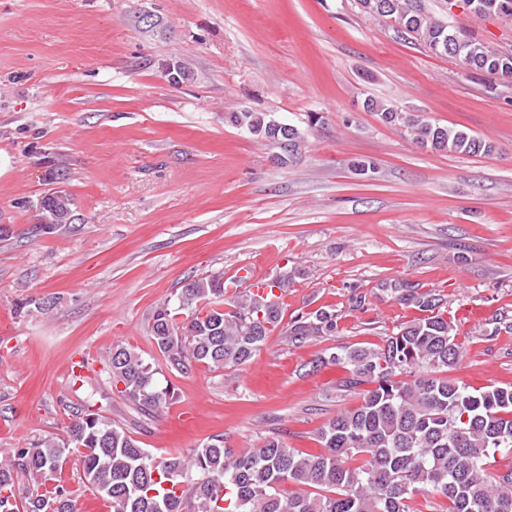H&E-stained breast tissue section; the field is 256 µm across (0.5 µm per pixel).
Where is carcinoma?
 Masks as SVG:
<instances>
[{
    "instance_id": "carcinoma-1",
    "label": "carcinoma",
    "mask_w": 512,
    "mask_h": 512,
    "mask_svg": "<svg viewBox=\"0 0 512 512\" xmlns=\"http://www.w3.org/2000/svg\"><path fill=\"white\" fill-rule=\"evenodd\" d=\"M362 10L389 19L405 38L453 57L472 70L512 79V55L502 54L425 11L423 0H358ZM477 17L512 20V0H463ZM367 108L389 125L406 129L423 147L464 155L492 151L468 132L439 126L370 100ZM233 125L259 138L288 141V157L301 152L305 134L282 129L265 112H232ZM70 196L54 191L40 201L45 214L73 222ZM283 278L224 302V273L194 279L174 292L153 314L151 337L171 368L193 363L232 369L247 363L282 322V304L273 289ZM407 299L424 316L396 328L377 348L348 347L316 362L349 367L344 381L359 389L360 404L336 413L316 435V452L287 447L271 437L259 448L238 452L217 436L188 453L157 458L138 441L87 407L72 412L63 434L0 456V512H75L64 490L50 494L16 490L18 474L45 477L71 457L84 480L111 501L112 512H410L416 495L442 498L444 512H512V467L493 468L496 457L512 456V385L473 389L448 377L462 356L457 329L444 315L434 290L410 292ZM337 329L334 312L318 310L295 321L300 339ZM108 370L143 412L156 413L172 399L158 368L119 346ZM291 483L297 490L282 491Z\"/></svg>"
}]
</instances>
